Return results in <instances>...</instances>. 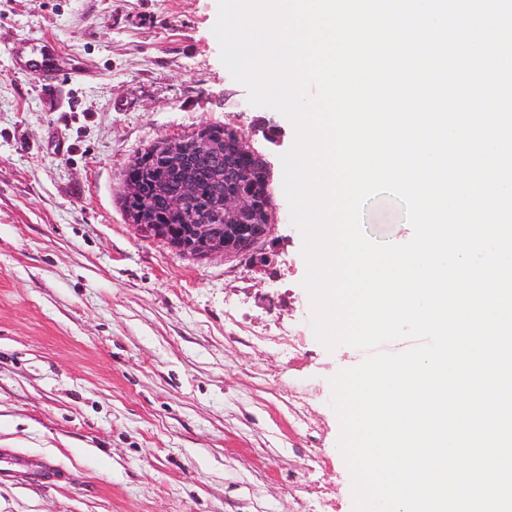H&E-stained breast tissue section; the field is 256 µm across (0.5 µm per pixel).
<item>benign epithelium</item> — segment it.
<instances>
[{"label":"benign epithelium","instance_id":"benign-epithelium-1","mask_svg":"<svg viewBox=\"0 0 512 512\" xmlns=\"http://www.w3.org/2000/svg\"><path fill=\"white\" fill-rule=\"evenodd\" d=\"M229 129L209 125L187 138L162 137L129 163L121 201L129 223L154 236L165 217L182 223L168 244L193 259L244 257L266 242L274 226L271 192L242 189V173L225 158ZM208 176L210 207L197 206Z\"/></svg>","mask_w":512,"mask_h":512}]
</instances>
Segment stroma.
Returning a JSON list of instances; mask_svg holds the SVG:
<instances>
[{"mask_svg": "<svg viewBox=\"0 0 512 512\" xmlns=\"http://www.w3.org/2000/svg\"><path fill=\"white\" fill-rule=\"evenodd\" d=\"M217 0H0V512H353L330 379L364 350L309 324L279 112L220 61ZM205 124L266 162L276 208L246 258L195 260L130 224L132 157ZM407 242L403 206L364 204ZM302 330L296 347L282 345Z\"/></svg>", "mask_w": 512, "mask_h": 512, "instance_id": "obj_1", "label": "stroma"}]
</instances>
